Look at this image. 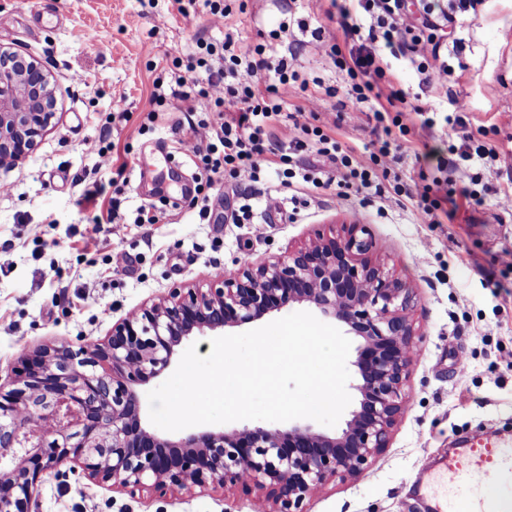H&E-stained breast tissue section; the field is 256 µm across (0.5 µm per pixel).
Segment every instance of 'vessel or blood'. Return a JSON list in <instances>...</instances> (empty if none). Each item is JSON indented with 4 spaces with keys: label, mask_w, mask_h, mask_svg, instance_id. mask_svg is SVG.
Masks as SVG:
<instances>
[{
    "label": "vessel or blood",
    "mask_w": 512,
    "mask_h": 512,
    "mask_svg": "<svg viewBox=\"0 0 512 512\" xmlns=\"http://www.w3.org/2000/svg\"><path fill=\"white\" fill-rule=\"evenodd\" d=\"M432 478L447 487L441 512H512V441L461 440Z\"/></svg>",
    "instance_id": "b4317fda"
}]
</instances>
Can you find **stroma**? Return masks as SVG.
Here are the masks:
<instances>
[{
  "label": "stroma",
  "mask_w": 512,
  "mask_h": 512,
  "mask_svg": "<svg viewBox=\"0 0 512 512\" xmlns=\"http://www.w3.org/2000/svg\"><path fill=\"white\" fill-rule=\"evenodd\" d=\"M228 26L256 42L268 40L289 21L294 66L302 78L334 87L321 110L333 112L347 99L345 73L322 46L341 36L340 17L330 16V0H296L283 15L273 0H226ZM435 9L456 14L459 23L445 37L446 86L420 90L410 64L388 59L386 75L420 105L448 112L450 99L467 105L466 129L410 133L394 170L403 180L417 177L415 151L428 146L439 156L464 143V132L482 131L485 142L512 150V0H479L459 12L458 0H434ZM12 18L0 28V44L31 55L57 78V114L33 152L7 170L0 182V385L10 386L21 356L44 346L82 345L102 339L113 324L177 286L205 285L232 273L241 254L258 264L307 243L315 229L365 224L373 261L416 291L412 318L417 330L406 408L390 445L358 477L328 485L308 501V512H430L417 491L424 471L447 455L462 436L497 434L512 439V269L500 264L512 251V209L500 205L512 192V179L493 162H472L473 188L484 197L470 206L458 191L452 223L424 224L412 206L381 202L377 195L351 194L336 201L333 189L298 195L281 213L266 211L262 191L250 204L261 233L252 224H230L224 215L241 202L223 185L208 219L188 203L194 195V168L187 159L172 165L160 147L175 151L174 127L185 120L187 102L158 113L140 132L151 108L152 82L175 58L195 48L197 38L220 41L203 4L180 13L174 0H0V15ZM167 16L158 25V16ZM322 29V40L312 36ZM153 45L145 53V45ZM80 83H70L69 74ZM124 100L130 121L111 124L107 116ZM146 122V121H145ZM112 141L126 162L128 185L122 208L134 213L146 202L166 198L183 203L171 222L123 224L107 230L89 224L78 201L103 179L89 145ZM40 228L33 239L32 228ZM128 255L125 273H109L115 253ZM469 371L460 374L459 361ZM32 512H255L253 493L216 489L180 491L165 497L129 494L81 474L47 473L41 478Z\"/></svg>",
  "instance_id": "1"
}]
</instances>
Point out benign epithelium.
<instances>
[{"instance_id": "1", "label": "benign epithelium", "mask_w": 512, "mask_h": 512, "mask_svg": "<svg viewBox=\"0 0 512 512\" xmlns=\"http://www.w3.org/2000/svg\"><path fill=\"white\" fill-rule=\"evenodd\" d=\"M56 77L0 45V168L29 156L56 116ZM363 224L317 231L307 245L222 274L207 288L175 287L112 326L102 341L44 347L0 389V512H30L42 475L70 464L132 494L258 492L264 512H307L327 484L359 476L389 447L406 405L414 288L372 261ZM301 305L357 338L355 403L344 426L305 419L284 429L244 426L176 441L144 426L139 387L167 372L193 336H223Z\"/></svg>"}]
</instances>
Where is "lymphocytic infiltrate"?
Returning <instances> with one entry per match:
<instances>
[{
    "mask_svg": "<svg viewBox=\"0 0 512 512\" xmlns=\"http://www.w3.org/2000/svg\"><path fill=\"white\" fill-rule=\"evenodd\" d=\"M209 22L223 29L220 42L197 40L196 49L177 59L169 80H155L152 99L156 105L167 100L190 101L192 115L177 140L178 150L195 167L196 194L190 208L200 218L210 214V201L225 180L252 188L268 172H276L278 189L267 191L265 208L280 210L282 190L315 191L324 183L315 170L300 164L301 155L311 151L336 167V196L375 193L384 201L409 200L425 224L439 223L447 214L448 184L466 178V164L490 159L500 170L512 173V152L470 135L458 157L440 160L434 175L390 181L391 168L399 158L400 136L407 128L405 114L419 116L420 127L433 129L435 117L411 102L408 95L387 79L383 52L407 59L421 75L422 86H441L447 80L448 63L441 60L440 31L447 29L451 15L425 14L416 19L405 0H358L368 26L354 22L347 8H340L344 43L330 44L327 52L334 66L350 80L347 92L349 122L373 121L378 146L361 161L353 147L343 145L314 124L317 92L288 63L285 52L243 38L226 29L229 16L224 0H206ZM278 143L277 158L266 146Z\"/></svg>",
    "mask_w": 512,
    "mask_h": 512,
    "instance_id": "f902f5d3",
    "label": "lymphocytic infiltrate"
}]
</instances>
